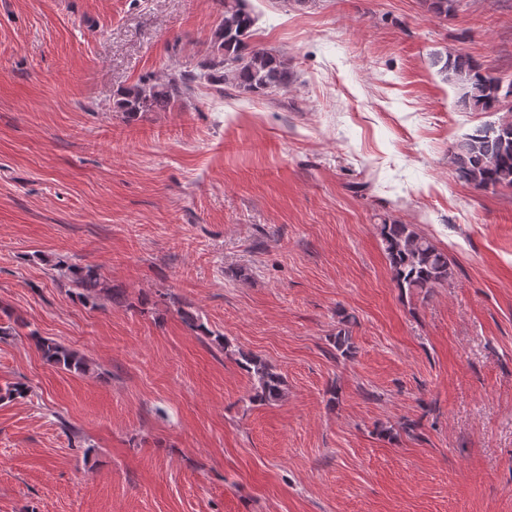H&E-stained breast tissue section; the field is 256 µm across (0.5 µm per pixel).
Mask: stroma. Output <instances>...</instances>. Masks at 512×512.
<instances>
[{
  "instance_id": "stroma-1",
  "label": "stroma",
  "mask_w": 512,
  "mask_h": 512,
  "mask_svg": "<svg viewBox=\"0 0 512 512\" xmlns=\"http://www.w3.org/2000/svg\"><path fill=\"white\" fill-rule=\"evenodd\" d=\"M249 4L288 87L129 122L116 90L198 69L219 0H0V388L26 387L0 401V512H512V189L450 161L512 114L441 71L512 78V0ZM385 220L448 283L401 295ZM72 265L122 303H83ZM243 352L282 400L251 401ZM441 70L448 83L464 87L463 102L474 110H497L507 98H512V79L504 86L502 77L488 73L467 53L447 56ZM37 345L43 358L60 369L82 374L90 369L86 357L55 340L39 337Z\"/></svg>"
}]
</instances>
